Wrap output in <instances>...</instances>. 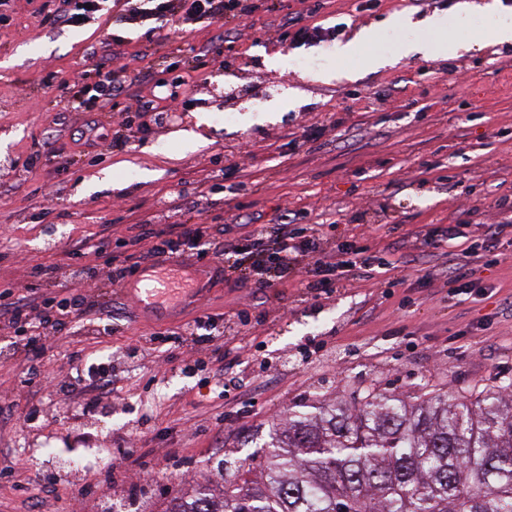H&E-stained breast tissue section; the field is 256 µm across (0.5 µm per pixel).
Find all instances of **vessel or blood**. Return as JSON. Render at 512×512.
<instances>
[{
    "mask_svg": "<svg viewBox=\"0 0 512 512\" xmlns=\"http://www.w3.org/2000/svg\"><path fill=\"white\" fill-rule=\"evenodd\" d=\"M191 278L182 260L163 259L140 271L133 283L125 285L124 292L138 310L158 313L166 301L197 296V289L187 285Z\"/></svg>",
    "mask_w": 512,
    "mask_h": 512,
    "instance_id": "vessel-or-blood-1",
    "label": "vessel or blood"
}]
</instances>
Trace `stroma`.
Instances as JSON below:
<instances>
[{"label": "stroma", "mask_w": 512, "mask_h": 512, "mask_svg": "<svg viewBox=\"0 0 512 512\" xmlns=\"http://www.w3.org/2000/svg\"><path fill=\"white\" fill-rule=\"evenodd\" d=\"M247 2L252 13L232 24L178 31L167 22L148 29L109 4L83 26L50 24L47 0H0V285L26 296L34 269L52 265L47 296L77 289L97 305L54 335L61 362L23 390L15 379L28 366L24 326L0 318V347L11 353L0 363V512H29L22 484L45 486L53 512H104L128 494L108 465L80 480L61 475L80 407L50 390L76 383L73 354L112 373V408L89 447L138 448L186 470L149 490L154 512L207 482L223 455L253 452V440L314 394L468 396L512 379V237L494 233L512 220V42L492 35L512 4L471 0L463 16L459 0H382L371 10L333 0L312 21L345 23L341 40L296 49L283 35L289 16L305 10L299 0ZM433 16L447 24L452 51L407 54L409 44L436 43ZM366 29L373 38L361 52L342 55V42ZM299 55L312 57L309 70L292 68ZM369 55L385 66H366ZM118 65L131 85L113 92L109 111L89 110L88 88ZM452 69L467 81L451 80ZM176 74L188 84L172 96L161 83ZM246 81L271 98L238 105L235 132L225 134L222 95ZM148 101L153 110L142 111ZM171 113L183 116L174 129L164 122ZM122 117L145 134L114 153L112 124ZM312 124L324 134L302 145ZM45 143L54 153L25 170ZM219 168L224 188L214 192L208 177ZM173 192L196 201L207 258L233 264L250 230L289 222L313 229L323 254L353 240L395 267L311 299L305 260L274 288L238 286L207 265L196 302L139 314L110 283L111 261L132 253L145 227L163 228L155 202ZM451 224L480 259L464 258L453 241L427 245ZM80 240L89 248L73 255ZM461 263L476 287L458 296L448 269ZM205 313L224 317L208 349L173 342ZM32 401L33 436L52 454L20 470L28 437L16 417Z\"/></svg>", "instance_id": "35a3bbf8"}]
</instances>
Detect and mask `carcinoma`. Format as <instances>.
Returning <instances> with one entry per match:
<instances>
[{
	"mask_svg": "<svg viewBox=\"0 0 512 512\" xmlns=\"http://www.w3.org/2000/svg\"><path fill=\"white\" fill-rule=\"evenodd\" d=\"M217 468L220 501L200 485L165 512H512V380L473 401L315 396Z\"/></svg>",
	"mask_w": 512,
	"mask_h": 512,
	"instance_id": "cac0c4a2",
	"label": "carcinoma"
}]
</instances>
